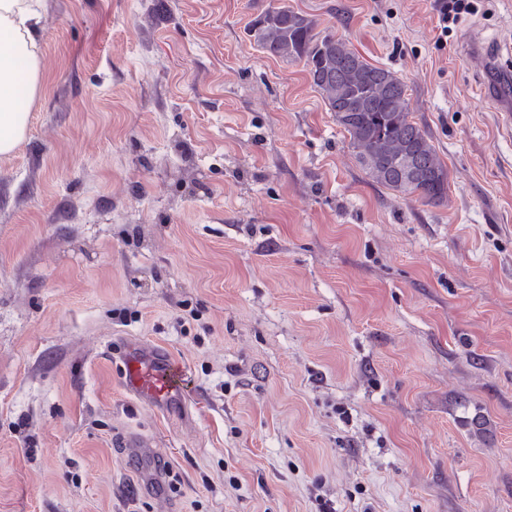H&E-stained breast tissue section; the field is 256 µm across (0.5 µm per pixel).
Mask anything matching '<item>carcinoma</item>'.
Wrapping results in <instances>:
<instances>
[{
    "mask_svg": "<svg viewBox=\"0 0 512 512\" xmlns=\"http://www.w3.org/2000/svg\"><path fill=\"white\" fill-rule=\"evenodd\" d=\"M247 33L268 56L303 64L372 181L427 204L445 199L447 167L410 119L406 85L395 73L368 63L288 0H268Z\"/></svg>",
    "mask_w": 512,
    "mask_h": 512,
    "instance_id": "carcinoma-1",
    "label": "carcinoma"
}]
</instances>
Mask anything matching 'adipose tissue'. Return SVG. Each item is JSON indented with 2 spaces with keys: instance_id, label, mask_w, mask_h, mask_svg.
Masks as SVG:
<instances>
[{
  "instance_id": "ef3b65f1",
  "label": "adipose tissue",
  "mask_w": 512,
  "mask_h": 512,
  "mask_svg": "<svg viewBox=\"0 0 512 512\" xmlns=\"http://www.w3.org/2000/svg\"><path fill=\"white\" fill-rule=\"evenodd\" d=\"M39 0H0V158L24 141L41 81Z\"/></svg>"
}]
</instances>
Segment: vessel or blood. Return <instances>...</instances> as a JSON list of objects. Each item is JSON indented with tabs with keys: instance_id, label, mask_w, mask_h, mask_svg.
Returning <instances> with one entry per match:
<instances>
[{
	"instance_id": "b4317fda",
	"label": "vessel or blood",
	"mask_w": 512,
	"mask_h": 512,
	"mask_svg": "<svg viewBox=\"0 0 512 512\" xmlns=\"http://www.w3.org/2000/svg\"><path fill=\"white\" fill-rule=\"evenodd\" d=\"M123 387L134 398L158 409L182 402L181 364L171 360L161 347L133 343L121 356Z\"/></svg>"
}]
</instances>
